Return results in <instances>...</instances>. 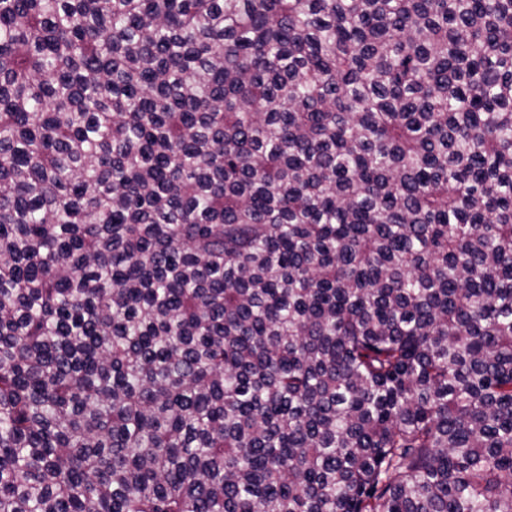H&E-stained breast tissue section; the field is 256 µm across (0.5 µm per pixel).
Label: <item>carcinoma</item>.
<instances>
[{"mask_svg": "<svg viewBox=\"0 0 512 512\" xmlns=\"http://www.w3.org/2000/svg\"><path fill=\"white\" fill-rule=\"evenodd\" d=\"M0 512H512V0H0Z\"/></svg>", "mask_w": 512, "mask_h": 512, "instance_id": "carcinoma-1", "label": "carcinoma"}]
</instances>
